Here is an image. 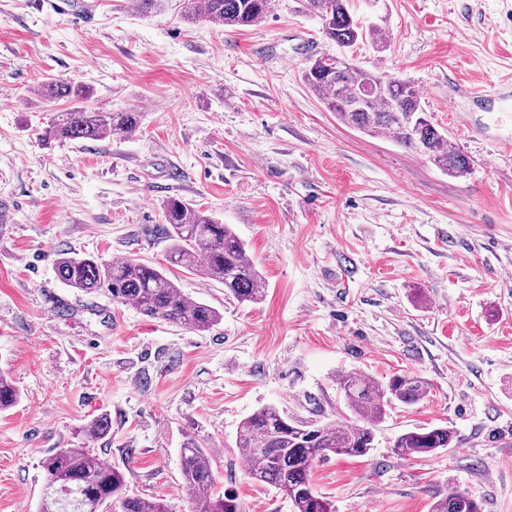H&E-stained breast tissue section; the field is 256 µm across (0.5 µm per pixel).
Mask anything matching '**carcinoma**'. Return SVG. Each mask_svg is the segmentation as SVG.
<instances>
[{"label":"carcinoma","instance_id":"1","mask_svg":"<svg viewBox=\"0 0 512 512\" xmlns=\"http://www.w3.org/2000/svg\"><path fill=\"white\" fill-rule=\"evenodd\" d=\"M350 0H299L301 10L322 21V33L343 48L367 42L378 50L387 47L383 27L362 20L350 10ZM273 0H184L183 19L215 21L239 29L263 21ZM302 80L336 113L346 126L370 135L389 134L400 145L429 158L452 177L469 168L468 158L451 145L448 136L432 123L415 87L407 80L377 75L345 55H321L302 71ZM36 94L53 108L43 141L97 140L113 133L132 134L140 128L142 113L104 112L92 108L91 90L78 82L48 79ZM69 107L56 110L59 102ZM172 244L166 261L187 272L224 284V291L240 302L258 303L265 296V281L248 259L243 242L227 224L180 198L163 207ZM58 279L85 293L106 290L112 300L131 302L144 315L204 332L221 320L218 310L189 297L161 266L134 259L103 262L93 256L60 252L55 260ZM339 388L355 416L354 424L336 420L312 423L295 420L275 406H264L243 420L236 448L250 462L251 480L274 487L291 503L293 512H336L335 504L310 483L316 461L332 455L364 456L373 448L374 427L393 401L413 405L429 389L416 374H398L380 382L359 372L339 378ZM19 392L0 372V411L16 405ZM107 416L93 419L86 428L92 438L106 436ZM453 432L446 427L421 428L397 436L392 452L410 459L450 447ZM183 481L192 500V512H245L233 493L218 494L212 477V454L193 438L179 448ZM45 485L39 512H87L109 504L116 512H172L163 499L127 493L123 471L100 461L91 448H62L42 459ZM432 512H481L466 491L437 500Z\"/></svg>","mask_w":512,"mask_h":512}]
</instances>
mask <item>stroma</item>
Segmentation results:
<instances>
[{
	"label": "stroma",
	"instance_id": "stroma-1",
	"mask_svg": "<svg viewBox=\"0 0 512 512\" xmlns=\"http://www.w3.org/2000/svg\"><path fill=\"white\" fill-rule=\"evenodd\" d=\"M84 28L0 0V371L21 391L0 412V512H38L41 460L87 446L130 493L190 512L178 450L213 455L217 490L247 512H292L254 483L235 440L267 405L299 420H352L339 376L430 384L393 403L363 457L314 464L336 512H431L467 491L512 512V0H385L388 46L349 51L367 70L410 81L432 122L469 160L451 177L389 136L343 125L309 90L312 53L339 54L296 0L227 30L184 22L182 0L141 14L99 0ZM89 87L92 104L142 112L138 131L42 142L46 79ZM490 88L457 96L459 84ZM171 197L230 225L266 283L263 302L169 267L222 321L206 332L150 318L107 292L56 276L60 251L164 264ZM100 415L109 434L89 438ZM452 428V447L392 452L419 428Z\"/></svg>",
	"mask_w": 512,
	"mask_h": 512
}]
</instances>
